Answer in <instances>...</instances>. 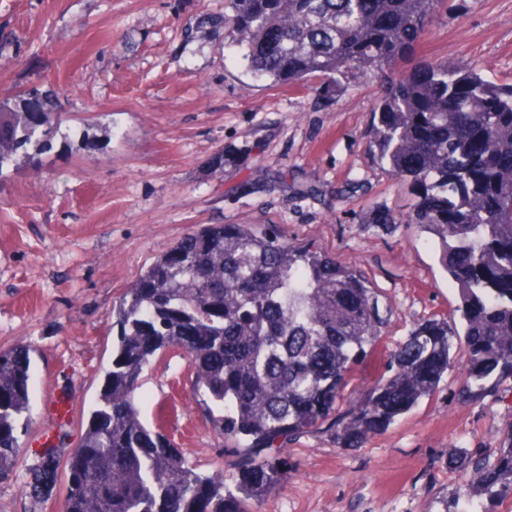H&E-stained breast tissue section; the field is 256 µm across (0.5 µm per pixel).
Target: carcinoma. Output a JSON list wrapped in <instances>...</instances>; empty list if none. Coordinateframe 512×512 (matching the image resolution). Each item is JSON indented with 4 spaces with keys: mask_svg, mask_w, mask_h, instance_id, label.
<instances>
[{
    "mask_svg": "<svg viewBox=\"0 0 512 512\" xmlns=\"http://www.w3.org/2000/svg\"><path fill=\"white\" fill-rule=\"evenodd\" d=\"M447 0H225L224 40L249 74L279 85L314 77L342 88L380 86L364 134L372 162L405 182V214L370 223L417 224L458 291L463 332L425 319L389 355L385 375L342 409L356 365L381 338L388 308L350 265L297 244L269 224H207L156 259L112 306V359L77 445L35 453L22 490L45 501L67 470L62 512H227L257 501L287 474L289 439L330 424L358 444L439 390L464 349L463 387L479 398L512 379V83L463 60H425L417 49ZM37 89L0 97V173L31 143L59 133ZM176 350L217 406L213 427L234 444L242 480L190 464L160 427L140 418L146 366ZM33 349H0V482L24 454ZM493 512L512 499V424L493 454L463 452Z\"/></svg>",
    "mask_w": 512,
    "mask_h": 512,
    "instance_id": "carcinoma-1",
    "label": "carcinoma"
}]
</instances>
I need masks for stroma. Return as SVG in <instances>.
Segmentation results:
<instances>
[{
    "label": "stroma",
    "instance_id": "stroma-1",
    "mask_svg": "<svg viewBox=\"0 0 512 512\" xmlns=\"http://www.w3.org/2000/svg\"><path fill=\"white\" fill-rule=\"evenodd\" d=\"M225 0H0V96L53 91L68 137L27 145L0 172V348L32 343L31 454L75 447L111 361L112 305L184 235L206 224L278 225L353 266L388 305L389 323L345 392L354 403L418 321L456 319V288L431 236L369 224L408 212L407 185L376 168L363 138L370 80L335 91L254 80L224 41ZM419 53L463 59L512 82V0H448ZM224 167H217V156ZM434 396L357 447L320 429L289 441L288 474L256 512H459L466 476L451 446L495 451L512 424V386L462 397V350ZM186 358L145 369L142 420L163 424L185 459L236 482ZM65 480L34 506L15 480L0 512H61Z\"/></svg>",
    "mask_w": 512,
    "mask_h": 512
}]
</instances>
